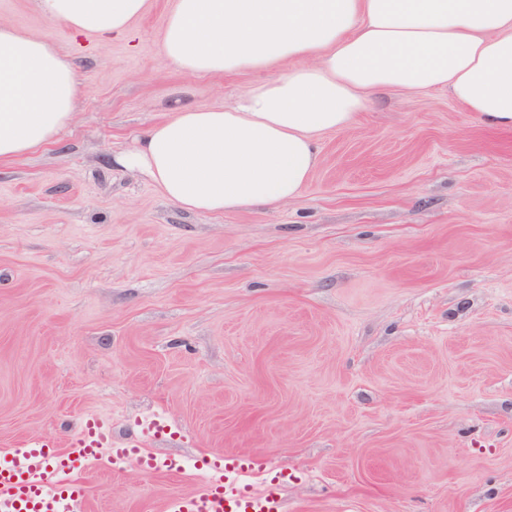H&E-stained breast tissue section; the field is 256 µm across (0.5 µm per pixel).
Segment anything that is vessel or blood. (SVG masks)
I'll return each instance as SVG.
<instances>
[{
  "label": "vessel or blood",
  "instance_id": "b4317fda",
  "mask_svg": "<svg viewBox=\"0 0 512 512\" xmlns=\"http://www.w3.org/2000/svg\"><path fill=\"white\" fill-rule=\"evenodd\" d=\"M104 457L115 467L133 460L145 470L181 469L179 460L112 444L105 425L90 419L68 447L32 440L0 459V512H87L81 473ZM202 466L207 473L203 488L169 498L165 512H280L279 488L289 480L287 471L268 472L263 459L236 453L208 457ZM255 472L266 476L258 489L248 481Z\"/></svg>",
  "mask_w": 512,
  "mask_h": 512
}]
</instances>
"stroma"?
<instances>
[{
    "instance_id": "1",
    "label": "stroma",
    "mask_w": 512,
    "mask_h": 512,
    "mask_svg": "<svg viewBox=\"0 0 512 512\" xmlns=\"http://www.w3.org/2000/svg\"><path fill=\"white\" fill-rule=\"evenodd\" d=\"M173 6L75 38L0 0L78 84L57 141L0 162V456L96 416L183 469L98 461L89 512H163L220 453L294 473L284 512H512V130L388 89L321 136L294 199L180 209L115 156L280 72H182ZM159 411L175 434L143 427Z\"/></svg>"
}]
</instances>
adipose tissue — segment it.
I'll list each match as a JSON object with an SVG mask.
<instances>
[{
	"mask_svg": "<svg viewBox=\"0 0 512 512\" xmlns=\"http://www.w3.org/2000/svg\"><path fill=\"white\" fill-rule=\"evenodd\" d=\"M76 36H122L147 0H37ZM166 60L195 76L297 60L231 107H181L118 164L175 206L221 214L296 197L316 142L385 89L445 88L484 123L512 129V0H175ZM72 65L40 36L0 24V160L52 143L72 119Z\"/></svg>",
	"mask_w": 512,
	"mask_h": 512,
	"instance_id": "1",
	"label": "adipose tissue"
}]
</instances>
